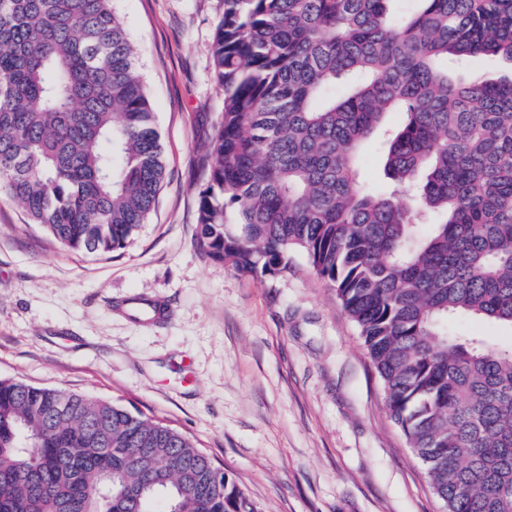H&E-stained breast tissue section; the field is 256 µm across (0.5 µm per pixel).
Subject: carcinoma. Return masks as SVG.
Listing matches in <instances>:
<instances>
[{
    "label": "carcinoma",
    "instance_id": "carcinoma-1",
    "mask_svg": "<svg viewBox=\"0 0 512 512\" xmlns=\"http://www.w3.org/2000/svg\"><path fill=\"white\" fill-rule=\"evenodd\" d=\"M224 0V111L202 145L197 240L275 275L299 250L358 326L393 420L447 512H512V0ZM113 0H0V192L62 247L124 248L166 169ZM404 114L384 125L392 110ZM376 135L389 184L363 191ZM430 219L429 232L414 226ZM0 512H259L191 438L125 407L0 380ZM455 74L463 79H499L510 75V64L499 57L479 56L472 58L463 71ZM448 327L461 334L482 336L488 341L502 346H509L512 342V332L510 328L486 324L475 318H457L450 323Z\"/></svg>",
    "mask_w": 512,
    "mask_h": 512
}]
</instances>
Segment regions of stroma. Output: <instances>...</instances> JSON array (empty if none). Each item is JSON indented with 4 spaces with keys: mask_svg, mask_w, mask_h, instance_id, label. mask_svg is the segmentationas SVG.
<instances>
[{
    "mask_svg": "<svg viewBox=\"0 0 512 512\" xmlns=\"http://www.w3.org/2000/svg\"><path fill=\"white\" fill-rule=\"evenodd\" d=\"M166 164L124 249L63 248L0 196V379L117 402L192 438L260 512H446L359 330L302 254L254 277L196 239L200 145L222 112L223 0H114Z\"/></svg>",
    "mask_w": 512,
    "mask_h": 512,
    "instance_id": "35a3bbf8",
    "label": "stroma"
}]
</instances>
